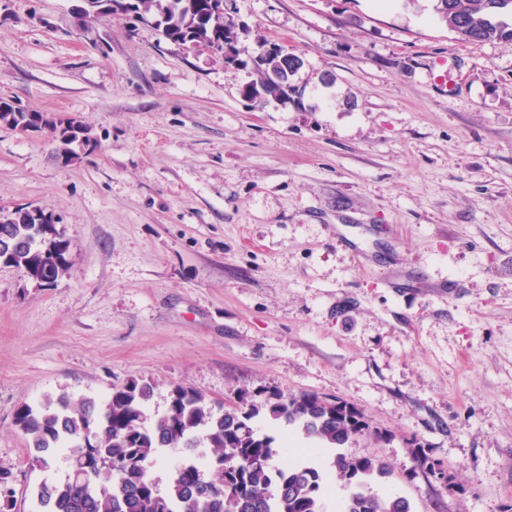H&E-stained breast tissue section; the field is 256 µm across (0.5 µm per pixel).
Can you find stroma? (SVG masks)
<instances>
[{
	"instance_id": "stroma-1",
	"label": "stroma",
	"mask_w": 512,
	"mask_h": 512,
	"mask_svg": "<svg viewBox=\"0 0 512 512\" xmlns=\"http://www.w3.org/2000/svg\"><path fill=\"white\" fill-rule=\"evenodd\" d=\"M83 5L0 0V99L91 138L64 163L0 123V213L52 212L72 257L49 287L0 264L14 512L66 471L32 468L17 410L133 379L154 413L176 386L340 399L413 512H512V46L431 0H224L232 65ZM273 46L288 94L246 96ZM412 441L442 476L408 479Z\"/></svg>"
}]
</instances>
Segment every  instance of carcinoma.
I'll use <instances>...</instances> for the list:
<instances>
[{
	"mask_svg": "<svg viewBox=\"0 0 512 512\" xmlns=\"http://www.w3.org/2000/svg\"><path fill=\"white\" fill-rule=\"evenodd\" d=\"M211 0H136L126 12L156 17L165 38L182 44L214 46L231 26ZM433 11L468 42L498 40L512 45V0H433ZM57 156L72 160L69 145L90 142L87 129L69 138ZM13 221L0 223V261L27 278L53 285L72 266L70 242L55 224H33L17 209ZM154 384L131 380L105 400L62 392L47 395L17 411L15 425L33 448L31 464L50 469L62 448L68 473L43 481L35 512H325L328 490L338 485L347 495L336 512H412L408 500L381 495L373 484L387 474L378 456L345 451L368 431L363 413L339 399L303 393L228 409L191 388L171 390L167 409L149 413ZM264 414L273 423L295 428L335 453L326 468L297 461L271 465L274 437L251 424ZM164 448L185 457L166 489L150 476ZM410 476L434 470V460L418 442L409 444Z\"/></svg>",
	"mask_w": 512,
	"mask_h": 512,
	"instance_id": "carcinoma-1",
	"label": "carcinoma"
}]
</instances>
